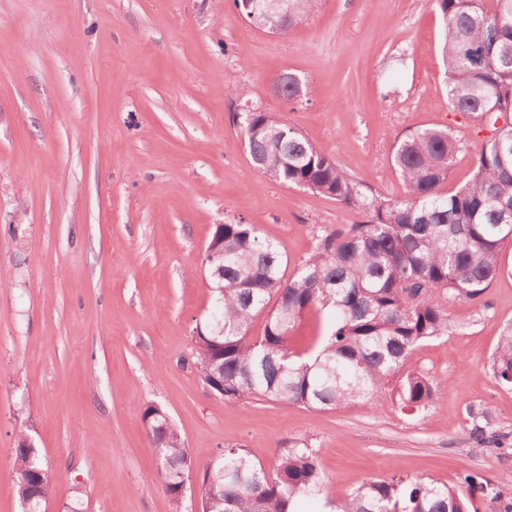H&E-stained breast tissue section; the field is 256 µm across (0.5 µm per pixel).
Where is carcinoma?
Wrapping results in <instances>:
<instances>
[{
	"instance_id": "obj_1",
	"label": "carcinoma",
	"mask_w": 512,
	"mask_h": 512,
	"mask_svg": "<svg viewBox=\"0 0 512 512\" xmlns=\"http://www.w3.org/2000/svg\"><path fill=\"white\" fill-rule=\"evenodd\" d=\"M445 18L441 54L448 105L488 130L475 149L471 180L454 192L440 187L461 148L450 131L419 129L396 147L393 163L405 186L396 202L364 191L329 154L274 113L261 110L242 121L256 169L283 186H301L359 210L365 221L316 239L291 277L279 244L254 224L213 230L208 246L224 254L222 276L211 278L215 313L196 322L191 359L199 375L223 366L224 401L263 397L285 406L337 410L375 402L386 390L402 413L431 410L440 387L406 369L418 346L448 335L443 301L473 300L490 283L512 276L503 257L512 241V0H436ZM320 0H299L286 30L304 23ZM309 311L327 328L298 351L293 332ZM265 314L263 333L251 335ZM494 379L512 387V323L501 332L490 361ZM477 448H497L503 436L488 430L489 410H467ZM141 419L162 453L166 493L174 506L184 494L170 466L192 474L193 464L177 428L157 405ZM321 449L289 437L268 472L247 451L226 447L205 467L201 512H294L295 502L323 491ZM17 479H29L33 502L45 501L52 484L36 448L20 434L13 448ZM464 488L434 479L397 475L371 478L338 505L337 512H471L480 494L512 512V492L466 473Z\"/></svg>"
}]
</instances>
